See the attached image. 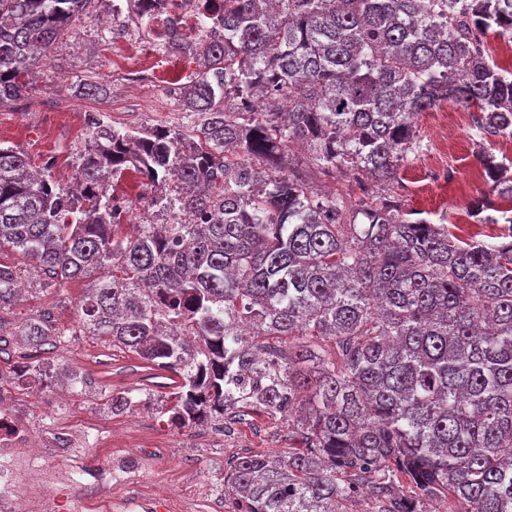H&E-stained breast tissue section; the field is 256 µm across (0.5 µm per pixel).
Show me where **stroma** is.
Segmentation results:
<instances>
[{
	"label": "stroma",
	"instance_id": "obj_1",
	"mask_svg": "<svg viewBox=\"0 0 512 512\" xmlns=\"http://www.w3.org/2000/svg\"><path fill=\"white\" fill-rule=\"evenodd\" d=\"M95 12L77 20L75 35L60 40L45 63L32 70L27 96L0 104V145L26 154L33 171L49 172L62 188L77 177L79 155L89 139L84 114L95 111L117 127L186 128L191 123L179 101L154 91L127 92L122 74L112 69V50L93 31ZM103 85V95H77L80 84ZM434 111L418 117L421 144L404 164L396 192L414 217L444 221L461 240L489 242L500 234L498 224L463 221L472 202L489 192L476 157L479 149L512 159V141L494 137L479 141L474 130L456 128L448 137V164L457 177L450 186H423V158L431 145ZM0 261L15 266L28 291L0 311V407L18 420L34 413L52 416L57 427L75 433L44 451V477L55 488L58 512H226L224 468L245 454H277L288 450V427L263 415L245 413L225 419L223 436L174 429L161 403L179 383L171 371L140 359L109 338L90 336L81 327L80 302L92 278L45 287L29 259L11 250ZM47 318L61 332L54 345L33 349L14 338V328L36 317ZM38 363L75 371L77 385L65 410H55L38 388L18 385L15 372ZM150 396L157 408L128 418L114 412V395ZM152 447L156 458L140 472L136 453Z\"/></svg>",
	"mask_w": 512,
	"mask_h": 512
}]
</instances>
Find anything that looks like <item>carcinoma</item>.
<instances>
[{"label":"carcinoma","mask_w":512,"mask_h":512,"mask_svg":"<svg viewBox=\"0 0 512 512\" xmlns=\"http://www.w3.org/2000/svg\"><path fill=\"white\" fill-rule=\"evenodd\" d=\"M89 2L0 0V103ZM222 25L184 47L192 126L88 118L80 200L0 147V249L49 287L105 271L82 324L177 373L172 422L204 391L288 425L280 458L224 470L235 512H346L363 486L372 512H512V217L500 241L465 242L379 193L420 147L415 116L448 100L476 111L479 137L512 138V72L481 44L512 42V0H224ZM298 143L360 196L311 186L297 159L283 171ZM478 160L512 199V167ZM131 168L187 185L190 222L125 233L110 187ZM17 282L0 262V310ZM18 335L37 348L49 329L31 319Z\"/></svg>","instance_id":"cac0c4a2"}]
</instances>
